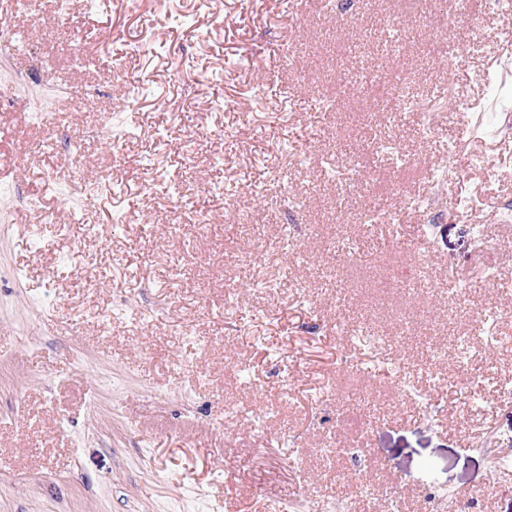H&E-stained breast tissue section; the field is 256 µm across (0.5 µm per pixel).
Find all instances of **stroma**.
I'll use <instances>...</instances> for the list:
<instances>
[{
    "instance_id": "stroma-1",
    "label": "stroma",
    "mask_w": 512,
    "mask_h": 512,
    "mask_svg": "<svg viewBox=\"0 0 512 512\" xmlns=\"http://www.w3.org/2000/svg\"><path fill=\"white\" fill-rule=\"evenodd\" d=\"M28 47L0 55V512H319L358 469L425 512L424 488L468 512H512V406L471 392L453 357L474 314L499 309L498 349L472 363L512 380V14L448 15L440 0H360L355 21L291 0H41L0 8ZM487 37L470 39L475 25ZM398 70L381 96L354 78ZM463 117H455L457 107ZM398 145L370 154L369 141ZM457 146L449 159V146ZM330 154L334 166L321 161ZM447 180L429 223L411 199ZM41 199L40 209L20 197ZM473 201L463 214L458 201ZM379 210L383 220L362 221ZM297 222L301 251H278ZM484 228L492 251L470 233ZM354 241L344 262L329 240ZM426 267L398 293L384 277ZM237 311L224 315V290ZM394 337L372 355L359 323ZM436 366L447 382L428 386ZM343 380L363 425L337 429L310 396ZM290 392L263 433L224 406ZM359 440L360 464L323 460ZM307 460L304 490L288 468Z\"/></svg>"
}]
</instances>
